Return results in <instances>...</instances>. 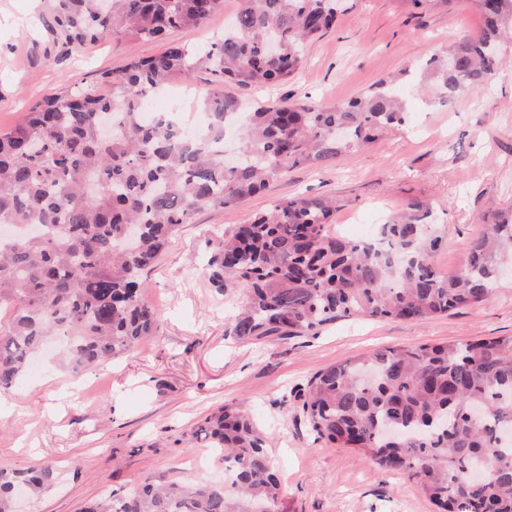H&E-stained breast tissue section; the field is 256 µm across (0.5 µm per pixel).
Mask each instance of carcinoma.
I'll use <instances>...</instances> for the list:
<instances>
[{
  "label": "carcinoma",
  "mask_w": 512,
  "mask_h": 512,
  "mask_svg": "<svg viewBox=\"0 0 512 512\" xmlns=\"http://www.w3.org/2000/svg\"><path fill=\"white\" fill-rule=\"evenodd\" d=\"M479 35L462 37L415 69L429 96L450 99L489 87L512 36V0H470ZM54 0L55 33L81 49L105 38L163 41L202 27L224 0ZM338 0H237L230 26L197 48L170 44L103 72L99 90L66 88L0 131V226L37 235L0 239V390L28 374L47 336L67 339L73 375L131 354L157 333L161 315L142 298V272L202 209L242 205L298 165L356 152L406 120L391 82L336 105L296 101L246 112L222 89L200 105L240 118L243 158H224V123L176 129L140 107L198 70L219 84L286 83L306 65L308 43L336 25ZM279 52L267 51L270 41ZM336 200L274 201L218 235L206 264L216 287L238 288L242 305L226 333L238 341L315 335L341 317L427 321L488 302L512 264V213L480 219L466 267L443 275L433 255L447 228L412 201L379 225L378 242L334 229ZM331 447L354 448L380 468L418 479L437 512H512V336L388 348L317 371L301 406ZM197 433L219 450L231 483L146 478L84 512H280L281 486L267 434L238 406L207 415ZM56 467L0 469V512L14 489L49 488Z\"/></svg>",
  "instance_id": "cac0c4a2"
}]
</instances>
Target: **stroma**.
<instances>
[{
    "instance_id": "obj_1",
    "label": "stroma",
    "mask_w": 512,
    "mask_h": 512,
    "mask_svg": "<svg viewBox=\"0 0 512 512\" xmlns=\"http://www.w3.org/2000/svg\"><path fill=\"white\" fill-rule=\"evenodd\" d=\"M482 27L470 0L414 14L400 0H341L335 27L308 45L298 79L232 93L249 106L306 97L344 102ZM165 44L108 38L69 49L52 31V0H0V130L44 97L67 86H98L103 71L158 55ZM504 56L483 92L445 105L406 92V123L375 143L316 167H294L247 204L197 212L143 275L144 298L162 324L135 353L78 378L47 357L41 374L1 391L0 468L53 461L59 469L57 484L27 496L23 512H79L147 477L223 478L209 441L195 429L227 403L268 435L282 512H435L417 479L316 439L296 394L319 369L379 348L512 336V279L480 307L425 322L345 317L315 336L243 343L224 333L241 292L212 287L205 260L214 228L245 223L275 200L311 194L337 199L336 230L355 240L407 202L428 203L435 223L448 227L434 263L445 274L460 269L479 216L512 208V44ZM212 80L196 72L153 103L195 125L197 98Z\"/></svg>"
}]
</instances>
